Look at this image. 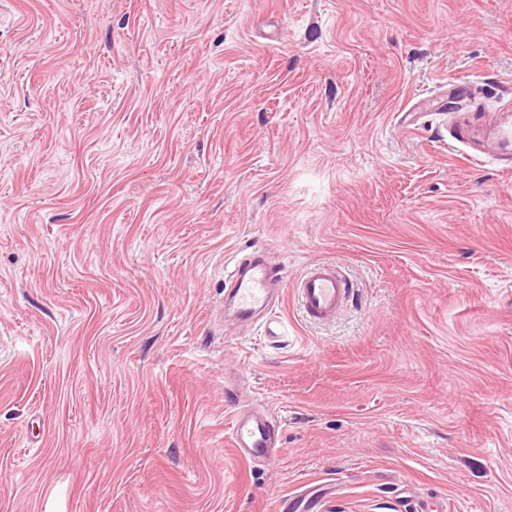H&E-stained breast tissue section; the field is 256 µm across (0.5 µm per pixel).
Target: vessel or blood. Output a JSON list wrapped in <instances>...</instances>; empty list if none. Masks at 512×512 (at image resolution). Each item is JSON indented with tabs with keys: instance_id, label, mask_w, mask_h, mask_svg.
I'll list each match as a JSON object with an SVG mask.
<instances>
[{
	"instance_id": "vessel-or-blood-1",
	"label": "vessel or blood",
	"mask_w": 512,
	"mask_h": 512,
	"mask_svg": "<svg viewBox=\"0 0 512 512\" xmlns=\"http://www.w3.org/2000/svg\"><path fill=\"white\" fill-rule=\"evenodd\" d=\"M229 292L225 305L231 306L239 324L253 325L269 310L274 293L280 292L283 277L270 263L264 249L235 260L228 274ZM306 315L318 323L332 322L350 293L343 274L330 263L310 265L296 284ZM230 446L246 463H268L276 455L278 421L261 407L235 411L230 431Z\"/></svg>"
}]
</instances>
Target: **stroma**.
<instances>
[{"label": "stroma", "instance_id": "obj_1", "mask_svg": "<svg viewBox=\"0 0 512 512\" xmlns=\"http://www.w3.org/2000/svg\"><path fill=\"white\" fill-rule=\"evenodd\" d=\"M452 84L512 120V0H0V512H512V172ZM224 307L231 306L239 324L254 325L263 311L272 306L274 293L280 292L283 277L270 263L264 249H254L250 255L235 259L228 274ZM306 315L318 323H330L347 302L350 287L334 264L310 265L296 284ZM278 421L261 407L236 410L232 417L230 446L248 464L269 463L277 451Z\"/></svg>", "mask_w": 512, "mask_h": 512}]
</instances>
